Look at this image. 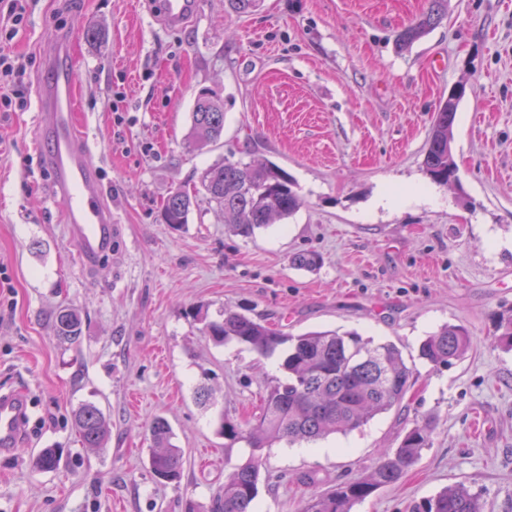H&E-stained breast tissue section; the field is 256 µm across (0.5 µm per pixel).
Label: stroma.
Segmentation results:
<instances>
[{"instance_id":"obj_1","label":"stroma","mask_w":512,"mask_h":512,"mask_svg":"<svg viewBox=\"0 0 512 512\" xmlns=\"http://www.w3.org/2000/svg\"><path fill=\"white\" fill-rule=\"evenodd\" d=\"M26 23L0 53L22 58L25 108L0 107V390L27 393L23 438L0 455V512H207L245 443L222 423L258 413L278 357L216 344L203 330L232 308L296 336L336 329L394 342L412 368L405 407L312 444L261 449L259 512H300L305 499L361 477L403 428L432 418V444L396 484L353 512H407L463 483L485 512H512V352L494 341L512 307V0H447L409 50L397 33L430 0H198L178 28L148 0H29ZM106 38L87 39L91 28ZM73 43L78 112L112 194V251L81 264L37 150V93L47 52ZM224 100V135L204 150L186 137L196 96ZM460 93L453 127L457 180L423 161L433 114ZM270 159L294 179L293 216L234 233L200 201L181 229L160 202L209 166ZM312 251L320 265L295 268ZM83 320L60 343L57 309ZM466 326L474 346L432 368L425 336ZM210 395L208 404L197 398ZM99 406L105 448L78 442L73 412ZM164 417L183 448L179 481L150 467L148 427ZM62 449L58 470L35 466Z\"/></svg>"}]
</instances>
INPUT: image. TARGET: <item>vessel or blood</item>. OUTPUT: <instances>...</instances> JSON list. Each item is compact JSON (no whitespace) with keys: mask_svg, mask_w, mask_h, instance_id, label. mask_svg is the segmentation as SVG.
<instances>
[{"mask_svg":"<svg viewBox=\"0 0 512 512\" xmlns=\"http://www.w3.org/2000/svg\"><path fill=\"white\" fill-rule=\"evenodd\" d=\"M197 0H162L161 19L170 27L183 25L196 11ZM67 41L55 43L46 58V77L38 105L49 112L40 132V154L49 171L55 196L63 205L64 222L79 258L98 261L112 245L116 226L105 202L99 172L82 143L78 122L75 78L65 58ZM26 405L23 391L0 393V450L17 447Z\"/></svg>","mask_w":512,"mask_h":512,"instance_id":"1","label":"vessel or blood"}]
</instances>
